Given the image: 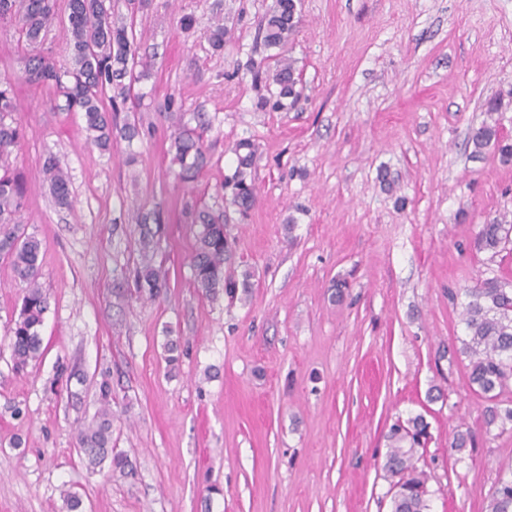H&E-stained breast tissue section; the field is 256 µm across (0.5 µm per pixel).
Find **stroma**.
Returning <instances> with one entry per match:
<instances>
[{"mask_svg": "<svg viewBox=\"0 0 512 512\" xmlns=\"http://www.w3.org/2000/svg\"><path fill=\"white\" fill-rule=\"evenodd\" d=\"M271 3L112 0L138 47L119 119L142 133L108 152L87 145L80 113L51 108L55 88L16 86L24 136L6 167L27 187L21 228L42 243L49 310L41 356L16 370L22 288L0 256V512H66L67 487L83 512H389L384 433L417 414L432 512H487L512 470V427L485 424L451 298L512 277V249L474 247L482 224L512 218V164L466 147L484 100L512 92V0H301L288 49L308 100L288 112L258 109L245 71L262 57ZM218 16L231 30L220 52L206 32ZM29 51L0 20V81ZM170 107L211 120L210 162L188 185L175 177ZM245 137L258 147L256 200L228 229L233 270L256 277L231 304L194 286L192 221L223 213ZM50 156L71 208L54 201ZM140 210L160 218L153 262L169 275L152 302L131 280ZM105 378L128 478L91 472L77 453ZM466 430L477 443L459 461L449 444Z\"/></svg>", "mask_w": 512, "mask_h": 512, "instance_id": "stroma-1", "label": "stroma"}]
</instances>
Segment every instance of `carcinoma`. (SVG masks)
Instances as JSON below:
<instances>
[{"mask_svg":"<svg viewBox=\"0 0 512 512\" xmlns=\"http://www.w3.org/2000/svg\"><path fill=\"white\" fill-rule=\"evenodd\" d=\"M71 66L57 67L55 61L41 53L28 56L21 80L42 86L53 85L65 98L69 112H79L84 120L88 139L101 150L112 147L115 136L131 143L140 136L139 127L129 122L118 125L117 114L126 100L130 86L124 79L130 73L129 63L135 60L133 40L127 27L112 18V7L105 0H67ZM299 0H274L260 20L258 36L267 49L285 51L290 36L299 24ZM57 16V0H0V18L14 20L16 28L29 45L37 46ZM229 29L223 21H215L208 41L215 50L224 48ZM246 71L257 87L277 86L273 96L258 98L257 107L274 112L294 108L303 96V86L296 61L280 56L275 70H268L265 59L252 58ZM70 82H64V78ZM110 101L105 106L104 100ZM487 119L472 130L468 144L471 157L481 158L493 149L504 163L512 162V144L501 136L494 115L505 109L504 98L494 95L483 103ZM15 112L13 86H0V160L10 156L23 136L21 125L5 118ZM174 131L173 161L179 164L178 178L184 183L194 181L207 164V149L199 129H206L209 120L202 112L193 115L196 127L185 122V113L169 112ZM236 167L224 183L230 191L229 203L241 216H246L255 197L254 170L257 146L250 138L240 139L234 149ZM45 173L49 175L52 195L58 205L71 204L68 174L53 157L48 158ZM23 181L8 174L0 176V255L6 257L13 273L23 286L21 309L9 331V345L16 368L22 369L41 355L40 329L49 309L46 291L39 282L41 242L33 235L20 231L16 216L25 204ZM151 215L141 217L144 232L143 251H150L153 238L161 224L149 227ZM198 226L192 255L195 287L206 296H216L224 290L231 297L247 294L252 288L254 271L246 268L236 276L226 275V265L232 260V244L227 224L207 210L195 213ZM512 225L507 216H497L482 225L477 247L497 254L505 249ZM139 296L150 300L167 287V273L150 261L134 273ZM461 321L465 338L460 352L469 358L467 380L474 392L490 403L486 409L488 424L497 421L512 425V406H502L500 397L512 381V281L498 276L488 277L464 290ZM101 407L93 419L77 432L79 456L88 468L95 470L108 465L109 472L133 475V465L127 454L112 447V387L108 380L100 383ZM428 437V423L417 415L405 421L396 420L386 435L388 451L383 465L384 478L389 481L387 496L390 512H431V491L428 476L417 466V448ZM473 435L457 432L450 449L460 454L473 446ZM488 512H512V471L501 476L491 494Z\"/></svg>","mask_w":512,"mask_h":512,"instance_id":"obj_1","label":"carcinoma"}]
</instances>
